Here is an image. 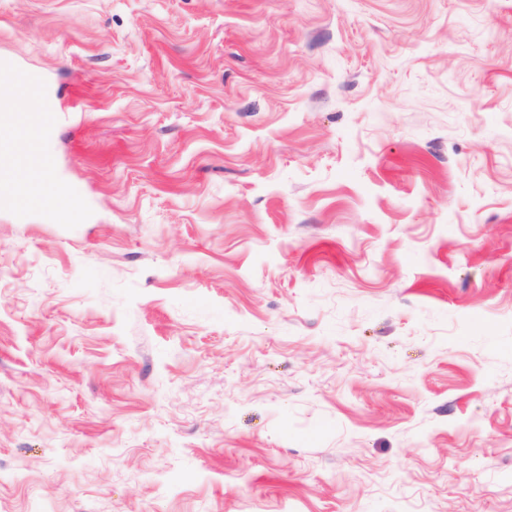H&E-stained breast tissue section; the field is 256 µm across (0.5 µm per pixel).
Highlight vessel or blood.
<instances>
[{
  "mask_svg": "<svg viewBox=\"0 0 512 512\" xmlns=\"http://www.w3.org/2000/svg\"><path fill=\"white\" fill-rule=\"evenodd\" d=\"M40 82L38 72L12 66L0 72V105H7L10 94L30 93L27 112L0 126V207L19 208L28 200L26 188L33 182L53 179L54 162L43 149L45 136L62 117L61 108L47 106L35 97Z\"/></svg>",
  "mask_w": 512,
  "mask_h": 512,
  "instance_id": "vessel-or-blood-1",
  "label": "vessel or blood"
}]
</instances>
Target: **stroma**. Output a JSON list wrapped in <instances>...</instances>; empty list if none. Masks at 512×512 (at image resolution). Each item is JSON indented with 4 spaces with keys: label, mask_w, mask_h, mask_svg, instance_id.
<instances>
[{
    "label": "stroma",
    "mask_w": 512,
    "mask_h": 512,
    "mask_svg": "<svg viewBox=\"0 0 512 512\" xmlns=\"http://www.w3.org/2000/svg\"><path fill=\"white\" fill-rule=\"evenodd\" d=\"M83 214L0 209V512H512V0H0Z\"/></svg>",
    "instance_id": "stroma-1"
}]
</instances>
